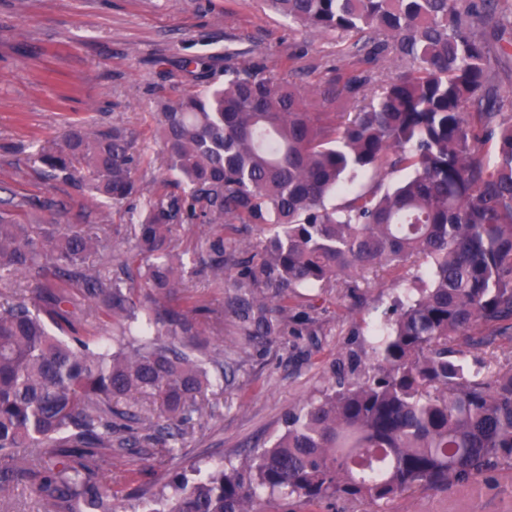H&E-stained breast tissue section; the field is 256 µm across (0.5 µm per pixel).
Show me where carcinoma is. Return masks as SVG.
I'll use <instances>...</instances> for the list:
<instances>
[{
  "instance_id": "cac0c4a2",
  "label": "carcinoma",
  "mask_w": 512,
  "mask_h": 512,
  "mask_svg": "<svg viewBox=\"0 0 512 512\" xmlns=\"http://www.w3.org/2000/svg\"><path fill=\"white\" fill-rule=\"evenodd\" d=\"M267 2L306 28L350 36L359 62L387 53L405 67L369 98L365 70L309 94L259 63L228 65L221 81L187 58L197 88L160 97L151 113L169 177L147 191L139 134L126 126L73 125L42 150L47 178L114 203L145 201L132 212L134 241L113 253L108 224H19L0 210V282L23 277L40 301L0 304V498L28 487L44 512H119L102 463L140 447L142 401L160 404L148 422L163 456L206 415L204 393L225 375L207 323L223 312L175 301L186 276L177 224L270 228L233 277L224 234L195 258L211 285L232 286L249 337L283 333L296 288L407 265L425 266L426 278L395 298L370 353L336 358L272 445L138 489L143 512H255L291 498L372 509L512 472V358L473 357L498 336L512 340V100L487 66V32L512 33V5ZM341 98L353 111L335 112ZM484 138L496 141L492 159ZM400 169L411 176L392 189L325 204L360 171ZM92 255L114 271L88 265ZM114 321L118 335L94 334Z\"/></svg>"
}]
</instances>
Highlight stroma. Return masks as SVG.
Masks as SVG:
<instances>
[{
  "mask_svg": "<svg viewBox=\"0 0 512 512\" xmlns=\"http://www.w3.org/2000/svg\"><path fill=\"white\" fill-rule=\"evenodd\" d=\"M348 41L336 31L302 29L263 0H0V199H30L14 213L21 224L111 225L113 249H126L133 229L125 206L43 179L40 148L74 121L95 129L120 123L141 134L146 179L162 178L149 114L157 97L175 99L194 88L184 58H211L219 70L228 57L258 61L268 76L310 90L351 69L341 52ZM264 237L252 224L225 225V270L237 272ZM416 274L411 268L297 289L284 335L270 341L237 332L227 312L232 288L191 275L188 295L226 312L224 335L213 343L235 364L223 386L207 392V415L192 421L174 456L141 453L104 463L103 477L124 512H141L135 488L274 442L289 410L326 384L339 352L368 351L387 309ZM381 512H512V475L498 474L488 486L420 489Z\"/></svg>",
  "mask_w": 512,
  "mask_h": 512,
  "instance_id": "stroma-1",
  "label": "stroma"
}]
</instances>
